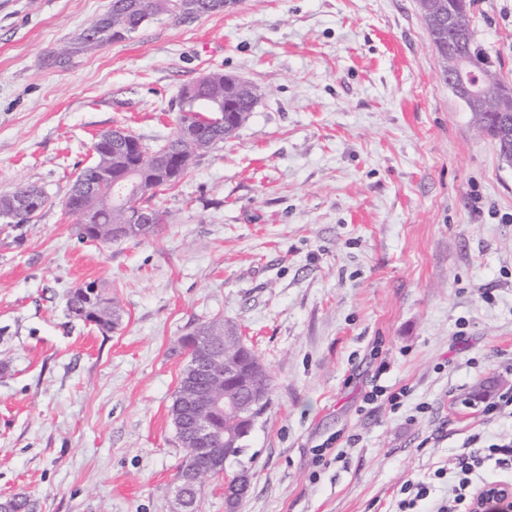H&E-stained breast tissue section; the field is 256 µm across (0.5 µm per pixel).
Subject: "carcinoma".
Returning a JSON list of instances; mask_svg holds the SVG:
<instances>
[{
    "label": "carcinoma",
    "mask_w": 512,
    "mask_h": 512,
    "mask_svg": "<svg viewBox=\"0 0 512 512\" xmlns=\"http://www.w3.org/2000/svg\"><path fill=\"white\" fill-rule=\"evenodd\" d=\"M181 2L183 0H112L109 11L77 33L66 48L55 53L54 63L62 68L67 67L74 58L92 52L106 43L126 40L155 20L168 19L180 23L191 19V15L181 6ZM471 2L472 0H442L446 13L464 25L470 24ZM472 52L477 62L484 66L480 71V78L486 107L481 112L473 113L474 124L481 130L485 117L492 113H512V87L499 80L491 63L481 55L480 50L474 47ZM214 75L217 76V84L202 89L197 100L181 108L174 134L156 147L149 149L139 139L123 146L110 141L105 133L99 134V139L94 142L95 163L80 171L64 201L68 206L69 215L91 212L94 217L100 219L98 225L87 233L80 234L81 238L100 243L117 242L119 237L112 234V227L116 224L140 225L142 238L158 232L162 214L144 205L143 198H138L136 207L130 213L121 205L110 206L106 203L101 188L103 172L110 168L118 171L133 166L137 160V151L142 150L151 153L153 167L140 172L139 178L153 185L169 187L185 174V171L173 167L177 158L188 157L193 160L202 152L232 137L240 128V124L250 117L255 100L247 96L236 97L233 100L236 112L230 116L232 124L227 127L210 119L211 113L214 112L211 98L224 96L227 82L233 78V75L220 71L214 72ZM185 125L193 130L194 138L191 140L181 133V128ZM84 307L94 311V318L90 319L89 323L95 325L98 330L110 332L119 325V308L104 297L101 288H96L94 294L84 287L76 288L69 293V312H77ZM206 334L215 337L224 360L239 364V372L235 374L237 382H259L271 386V378L259 355L246 344H236L238 329L231 324L222 321L203 324L186 334L182 338V343L185 348L190 349L196 344L195 337ZM191 377L201 385L208 384L202 368L198 367L194 371L184 368L169 407L173 425H181L185 429L188 428V422L185 419L186 404L181 392L187 387ZM209 418L213 440L208 442L206 447L210 448L211 455H224V441L228 439L234 440L235 447H244L245 427L237 416L219 410L211 412ZM0 509L3 512H31V504L26 496H12L0 501Z\"/></svg>",
    "instance_id": "cac0c4a2"
}]
</instances>
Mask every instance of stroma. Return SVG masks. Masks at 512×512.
<instances>
[{
  "label": "stroma",
  "instance_id": "35a3bbf8",
  "mask_svg": "<svg viewBox=\"0 0 512 512\" xmlns=\"http://www.w3.org/2000/svg\"><path fill=\"white\" fill-rule=\"evenodd\" d=\"M110 3L0 0V196L50 198L0 222V500L176 512L181 339L217 319L272 382L238 512H394L411 478L446 497L434 472L468 437L512 439L474 395L512 394V167L449 91L417 0H238L57 67ZM471 26L512 85V0H474ZM213 71L255 88L250 118L150 199L157 234L80 240L62 202L96 136L162 143ZM93 280L122 314L106 334L67 315ZM376 383L407 389L398 411L365 404Z\"/></svg>",
  "mask_w": 512,
  "mask_h": 512
}]
</instances>
